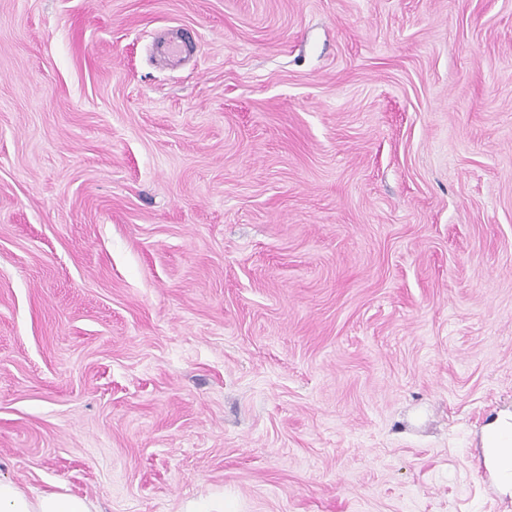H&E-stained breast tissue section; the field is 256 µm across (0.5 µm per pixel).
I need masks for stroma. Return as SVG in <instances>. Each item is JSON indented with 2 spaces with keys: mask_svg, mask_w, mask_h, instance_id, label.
<instances>
[{
  "mask_svg": "<svg viewBox=\"0 0 512 512\" xmlns=\"http://www.w3.org/2000/svg\"><path fill=\"white\" fill-rule=\"evenodd\" d=\"M511 411L512 0H0L1 479L512 512ZM482 463L496 493L512 498V414L497 416L482 438Z\"/></svg>",
  "mask_w": 512,
  "mask_h": 512,
  "instance_id": "obj_1",
  "label": "stroma"
}]
</instances>
